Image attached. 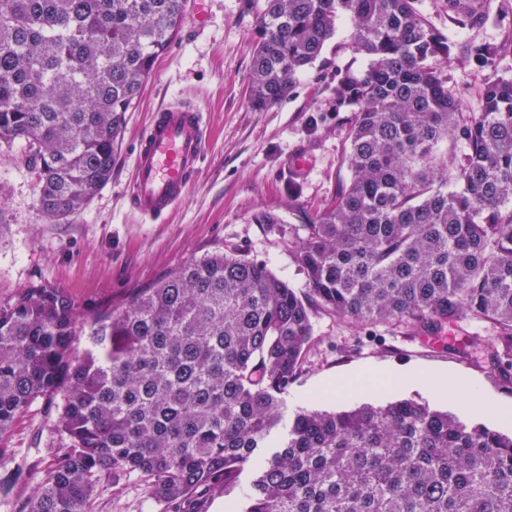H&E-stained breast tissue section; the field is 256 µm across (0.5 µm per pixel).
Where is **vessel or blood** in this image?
I'll return each mask as SVG.
<instances>
[{
    "mask_svg": "<svg viewBox=\"0 0 512 512\" xmlns=\"http://www.w3.org/2000/svg\"><path fill=\"white\" fill-rule=\"evenodd\" d=\"M208 136L204 112L171 101L153 112L134 150L133 210L148 223L161 221L183 199L203 157Z\"/></svg>",
    "mask_w": 512,
    "mask_h": 512,
    "instance_id": "1",
    "label": "vessel or blood"
}]
</instances>
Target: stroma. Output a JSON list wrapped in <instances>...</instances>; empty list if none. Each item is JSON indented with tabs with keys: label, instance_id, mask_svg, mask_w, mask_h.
<instances>
[{
	"label": "stroma",
	"instance_id": "35a3bbf8",
	"mask_svg": "<svg viewBox=\"0 0 512 512\" xmlns=\"http://www.w3.org/2000/svg\"><path fill=\"white\" fill-rule=\"evenodd\" d=\"M203 18L187 8L168 51L155 64L126 115L112 178L82 212L60 223L39 210L40 173L18 146L0 143V304L45 284L67 290L87 310L120 300L184 263L217 250L264 262L292 288L308 282L279 227L255 223L260 213L296 224L304 210L335 195L348 176L346 115L334 111L328 85L337 67L365 59L340 22L291 95L258 111L248 100L255 20L241 0H205ZM448 84L475 109L486 70L448 60ZM182 100L206 114L209 136L201 169L187 195L162 222L141 221L126 202L134 149L151 113ZM466 381L488 404L468 412L463 401L437 400L418 387L381 386L397 373ZM413 399L470 424L512 432V388L464 337L418 340L379 325L313 317V345L289 385V409L352 407ZM52 404L37 400L0 434V512H20L50 470L60 446ZM90 512H163L136 479L100 484Z\"/></svg>",
	"mask_w": 512,
	"mask_h": 512
}]
</instances>
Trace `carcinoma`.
Instances as JSON below:
<instances>
[{"label": "carcinoma", "mask_w": 512, "mask_h": 512, "mask_svg": "<svg viewBox=\"0 0 512 512\" xmlns=\"http://www.w3.org/2000/svg\"><path fill=\"white\" fill-rule=\"evenodd\" d=\"M242 2L256 110L292 93L342 18L366 60L332 77L349 179L288 228L309 292L218 250L85 314L47 285L1 305L0 434L42 398L62 440L24 512H86L101 481L131 477L198 512L271 446L225 512H512V435L411 399L289 419L285 402L318 309L414 339L467 320L512 385V34L450 41L419 0ZM445 4L462 31L512 16V0ZM184 15L185 0H0V143L39 170L46 217L111 179L126 112ZM451 58L490 71L476 112L448 86Z\"/></svg>", "instance_id": "obj_1"}]
</instances>
